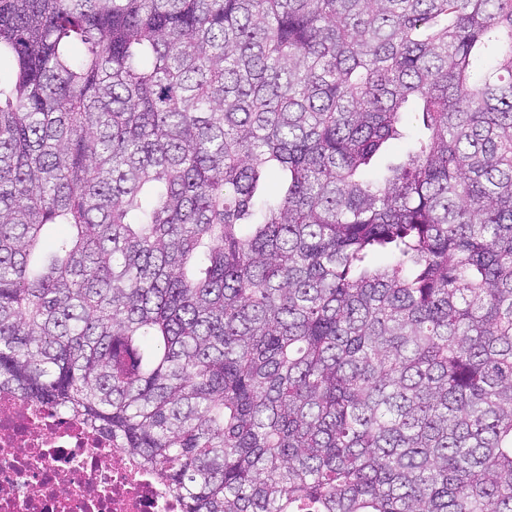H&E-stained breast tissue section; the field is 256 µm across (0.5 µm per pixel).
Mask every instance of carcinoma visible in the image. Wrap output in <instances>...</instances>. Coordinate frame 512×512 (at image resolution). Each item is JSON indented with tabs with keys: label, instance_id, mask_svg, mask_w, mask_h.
<instances>
[{
	"label": "carcinoma",
	"instance_id": "1",
	"mask_svg": "<svg viewBox=\"0 0 512 512\" xmlns=\"http://www.w3.org/2000/svg\"><path fill=\"white\" fill-rule=\"evenodd\" d=\"M3 63L0 390L184 512H512V0H0Z\"/></svg>",
	"mask_w": 512,
	"mask_h": 512
}]
</instances>
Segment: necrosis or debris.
<instances>
[{
	"mask_svg": "<svg viewBox=\"0 0 512 512\" xmlns=\"http://www.w3.org/2000/svg\"><path fill=\"white\" fill-rule=\"evenodd\" d=\"M0 512H183V502L111 435L1 390Z\"/></svg>",
	"mask_w": 512,
	"mask_h": 512,
	"instance_id": "1",
	"label": "necrosis or debris"
}]
</instances>
